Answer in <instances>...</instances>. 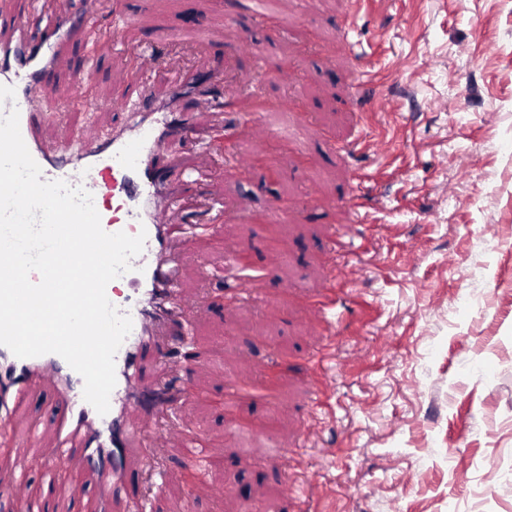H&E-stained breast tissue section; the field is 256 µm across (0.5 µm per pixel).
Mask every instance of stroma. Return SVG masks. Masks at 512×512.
Masks as SVG:
<instances>
[{"label": "stroma", "mask_w": 512, "mask_h": 512, "mask_svg": "<svg viewBox=\"0 0 512 512\" xmlns=\"http://www.w3.org/2000/svg\"><path fill=\"white\" fill-rule=\"evenodd\" d=\"M118 10L156 57L149 86L164 90L176 71L207 62L223 73L215 101L234 97L246 112L256 97L294 99L306 124L298 152L276 153L273 169L235 178L227 155L196 185L225 214L208 241L180 246L181 287L203 303L185 330L192 372L164 358L146 365L149 379L193 392L157 418L170 448L139 476L145 512H237L246 500L253 512H512V0H370L349 28L345 0H282L283 33L224 0H104L95 24ZM190 14L223 33L225 51L185 31ZM178 27L182 41H170ZM242 38L262 59L232 52ZM132 67L122 45L102 44L94 112L66 111L61 74L39 106L41 140L75 147L122 124L109 103ZM370 68L381 76L377 101L393 111L354 101ZM311 188L318 200L289 223L290 260L271 265L261 304L225 307V245L270 265L264 231L238 210L264 212L276 194L301 200ZM321 288L331 304L306 305ZM287 289L297 310L274 301ZM283 348L291 374L257 466L199 395L221 396L227 377L256 376ZM48 400L44 388L23 396L14 419L20 431L40 419L47 446ZM189 431L223 460L191 488L179 452ZM17 458L29 462L30 496H42L37 449L0 447V512L22 508L7 475ZM59 477L70 491L42 496L43 512H99L100 486L79 457Z\"/></svg>", "instance_id": "35a3bbf8"}]
</instances>
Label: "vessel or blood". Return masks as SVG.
Masks as SVG:
<instances>
[{
	"mask_svg": "<svg viewBox=\"0 0 512 512\" xmlns=\"http://www.w3.org/2000/svg\"><path fill=\"white\" fill-rule=\"evenodd\" d=\"M48 2L19 0L14 12H0V116L18 109L23 140L42 180L80 186L95 197L105 191L117 193L125 205V219L120 222L101 212L104 231L142 232L146 242L131 261L133 295L114 303L119 313L131 317L133 326L115 356L116 385L108 413L98 414L85 401L82 377L61 356L19 358L0 345V419L12 418L28 389L49 388L57 436L54 445L42 451L47 474H54L74 449H81L87 467L101 480L104 505L120 500L128 512H137L143 494L135 469L165 445L151 429L154 413L147 400L153 389L142 379V360L176 353L171 336L189 323L197 309L196 301L180 288L176 241L183 227L175 223L174 215L181 194L167 184L168 172L176 165L168 145L191 126L193 116L185 113L158 127L139 126L131 139L98 137L74 150L47 148L36 133L38 105L54 95L59 73L67 71L74 77L69 99L73 108L91 112L98 106L89 66L77 65L64 45L75 38L85 53H92L98 37L90 18L100 9V0H83L81 10L54 14ZM244 120L258 129L260 149H268L281 135L257 113H247ZM103 166L114 172L105 185L94 176Z\"/></svg>",
	"mask_w": 512,
	"mask_h": 512,
	"instance_id": "b4317fda",
	"label": "vessel or blood"
}]
</instances>
